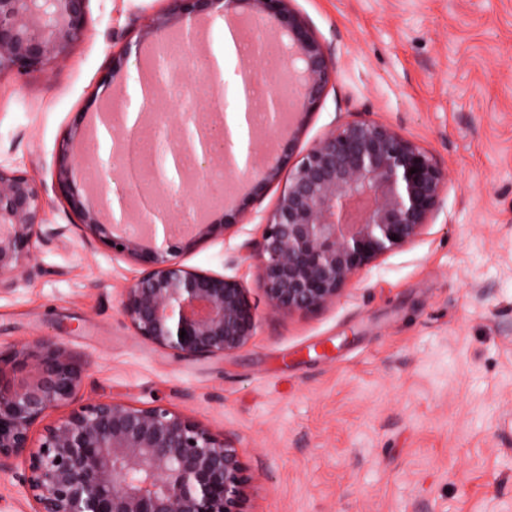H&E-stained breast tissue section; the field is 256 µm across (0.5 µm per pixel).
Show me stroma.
<instances>
[{
	"mask_svg": "<svg viewBox=\"0 0 512 512\" xmlns=\"http://www.w3.org/2000/svg\"><path fill=\"white\" fill-rule=\"evenodd\" d=\"M330 51L336 81L296 144L347 122H382L446 175L424 233L361 271L336 302L269 313L241 244L260 238L282 185L260 189L225 235L180 253L239 279L257 306L249 343L179 361L135 335L120 300L144 268L86 233L56 187L59 149L82 113L135 88L112 59L141 41L168 0H87L66 59L0 75V163L24 172L46 209L43 240L0 293V348L51 338L83 367L69 403L161 405L238 449L249 512H512V0H293ZM221 22L179 58L155 120L197 104ZM27 459L0 470V512H35Z\"/></svg>",
	"mask_w": 512,
	"mask_h": 512,
	"instance_id": "obj_1",
	"label": "stroma"
}]
</instances>
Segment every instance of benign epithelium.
<instances>
[{
  "mask_svg": "<svg viewBox=\"0 0 512 512\" xmlns=\"http://www.w3.org/2000/svg\"><path fill=\"white\" fill-rule=\"evenodd\" d=\"M86 2L0 0V74L21 79L61 61L85 30ZM169 2L170 15L144 16L143 31L156 64L173 31L184 39L186 50H193L203 20L222 19L238 39L251 24L266 29V39L278 46L280 66L261 67L260 54L241 56L234 74L253 81L258 72L265 73L273 118L265 128L251 127L249 154L240 169L227 154L228 128L219 113L221 140L197 161L195 172L181 168L175 183L164 177L167 155L194 152L193 131L213 132L196 113H179V142L158 159V178L142 195L177 191L192 212L216 157L230 177L258 188L288 167L261 237L240 247L243 260L256 264L267 307L275 314L314 311L336 301L362 269L423 234L443 192L444 172L432 155L384 123L348 122L294 162L285 152L264 157L262 134L286 124L288 146H293L334 78L330 53L291 7L292 0ZM144 65L141 44H128L114 58L112 71L135 69L143 87ZM285 72L293 88L286 105L273 91ZM158 87H150L136 124L123 137L115 131L124 126V114L111 109L98 112L92 129L75 124L62 145L57 188L92 236L146 267L120 302L137 336L178 359L229 355L250 341L257 326V307L248 288L234 277L187 268L175 256L225 234L254 194L224 213L222 224L206 220L177 231L172 215L144 206L141 226L116 233L109 189L92 194L88 181L76 175L79 155L74 147L97 141L102 126L111 135L113 163L121 165L116 153L136 137ZM44 220L45 203L37 187L22 172L0 164V287H10L34 260ZM81 375L72 356L55 342L0 352V467L28 453L25 482L36 512H247L250 476L238 449L163 406L87 403L47 428L39 446L30 448L31 426L47 410L73 398Z\"/></svg>",
  "mask_w": 512,
  "mask_h": 512,
  "instance_id": "1",
  "label": "benign epithelium"
}]
</instances>
